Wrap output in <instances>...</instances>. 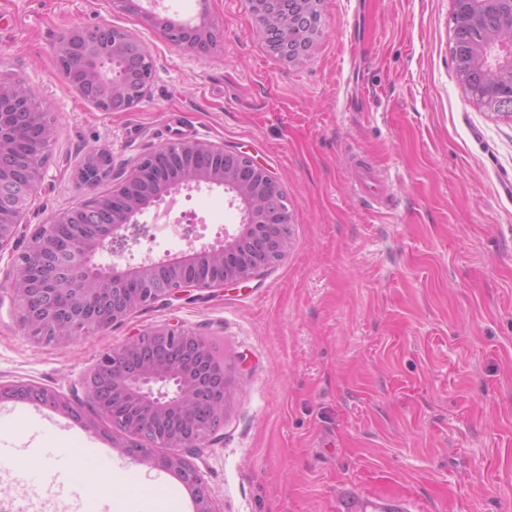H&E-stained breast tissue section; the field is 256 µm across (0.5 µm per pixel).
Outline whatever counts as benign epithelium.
Instances as JSON below:
<instances>
[{"label": "benign epithelium", "instance_id": "obj_1", "mask_svg": "<svg viewBox=\"0 0 512 512\" xmlns=\"http://www.w3.org/2000/svg\"><path fill=\"white\" fill-rule=\"evenodd\" d=\"M263 33L277 22L281 35L268 38L271 47L290 61L307 56L312 33L302 26L319 12L322 0H248ZM470 24L495 6L505 28L473 48V65L482 76L512 88V0H455ZM169 40L193 53L216 46L217 25L207 14L196 24L166 21ZM58 74L78 95L101 112H126L144 101L151 75L140 66L149 58L132 33L103 24L73 25L54 44ZM39 108L42 123L55 117L30 86L0 77V249L16 236L21 218L46 177L48 133L18 146L16 129ZM107 153L87 156L78 174L85 199L35 227L27 246L12 254L14 272H46L50 286L39 279L14 281L12 302L19 326L39 344L64 345L80 337L107 332L112 325L160 299L196 289L222 288L250 282L283 257L288 247V201L269 171L244 151L198 141H172L141 155L117 177L111 191H97L109 176ZM222 188L238 203L244 221L224 229V242L204 244L185 258L138 264L122 263L133 248L155 239L156 225L141 222L150 209L167 216L161 205L184 190ZM80 224L65 245L55 233L58 224ZM107 251L108 265L96 261ZM84 398L70 400L53 387L30 382L0 384V400H22L49 408L96 429L108 423L112 447L135 462L176 475L191 489L195 512H217L200 471L182 453L206 448L224 426V366L212 364L205 337L184 326L143 330L96 357L81 376ZM133 407L138 421L109 417L102 402ZM167 452L158 453L156 449Z\"/></svg>", "mask_w": 512, "mask_h": 512}]
</instances>
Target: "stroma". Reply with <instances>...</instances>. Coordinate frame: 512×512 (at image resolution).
<instances>
[{
    "instance_id": "obj_1",
    "label": "stroma",
    "mask_w": 512,
    "mask_h": 512,
    "mask_svg": "<svg viewBox=\"0 0 512 512\" xmlns=\"http://www.w3.org/2000/svg\"><path fill=\"white\" fill-rule=\"evenodd\" d=\"M207 13L220 43L198 55L159 22ZM453 0H322L300 63L274 54L247 0H161L154 16L106 0H0V76L28 84L57 118L47 177L0 251V383L72 396L95 357L141 330L180 323L209 339L228 381L224 427L189 451L218 512H345L375 493L404 512H512V116L477 103L453 63ZM133 32L148 48L147 99L107 113L58 74L72 25ZM247 152L288 199V248L251 282L142 307L105 334L34 344L10 296L11 253L83 198L93 151L113 172L172 140ZM385 172L396 202L372 208L352 157ZM175 226L135 257L223 241L241 214L223 191L178 196ZM67 455L109 449L67 481L33 456L49 425ZM0 512H140L170 472L139 465L100 430L27 401L0 402Z\"/></svg>"
}]
</instances>
